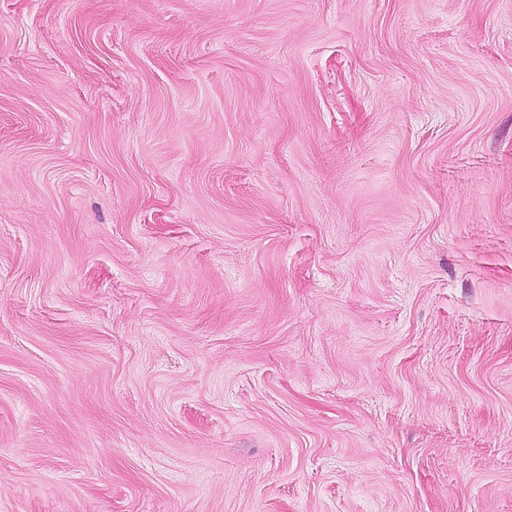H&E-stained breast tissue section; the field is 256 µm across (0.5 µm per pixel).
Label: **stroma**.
Here are the masks:
<instances>
[{"label": "stroma", "instance_id": "1", "mask_svg": "<svg viewBox=\"0 0 512 512\" xmlns=\"http://www.w3.org/2000/svg\"><path fill=\"white\" fill-rule=\"evenodd\" d=\"M0 512H512V0H0Z\"/></svg>", "mask_w": 512, "mask_h": 512}]
</instances>
